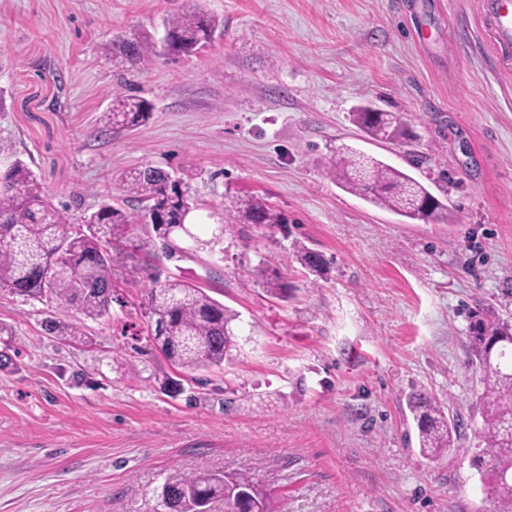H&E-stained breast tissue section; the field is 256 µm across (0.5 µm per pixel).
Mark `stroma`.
<instances>
[{
  "label": "stroma",
  "mask_w": 512,
  "mask_h": 512,
  "mask_svg": "<svg viewBox=\"0 0 512 512\" xmlns=\"http://www.w3.org/2000/svg\"><path fill=\"white\" fill-rule=\"evenodd\" d=\"M481 2L0 0V171L24 160L76 223L105 200L139 216L122 171L193 169L195 214L224 236L161 267L238 315L229 360L186 372L155 348L131 269L84 344L43 328L75 311L0 292L17 348L0 370V512H162L176 468L250 473L277 512H489L467 329L479 307L512 321V67ZM199 9L218 26L195 54L120 53ZM120 90L153 115L101 134ZM367 103L415 140H372L352 117ZM344 146L415 178L447 223L343 188L329 167ZM246 193L285 223H225L227 197ZM260 264L285 295L251 275ZM414 391L458 426L434 460Z\"/></svg>",
  "instance_id": "obj_1"
}]
</instances>
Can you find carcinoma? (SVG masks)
Returning a JSON list of instances; mask_svg holds the SVG:
<instances>
[{
    "mask_svg": "<svg viewBox=\"0 0 512 512\" xmlns=\"http://www.w3.org/2000/svg\"><path fill=\"white\" fill-rule=\"evenodd\" d=\"M169 54H188L212 40L213 20L189 13L168 20ZM119 49L134 61L145 62L157 55L151 43H121ZM152 106L134 95L115 92L111 107L101 113L100 133L130 128L147 122ZM354 121L371 137L397 141L410 138L407 124L391 112H367L360 108ZM331 172L348 190L370 203L400 216L443 224L448 208L421 183L379 159L344 147L331 160ZM168 173L145 165L119 177L122 191L142 205L141 218L151 226L139 249L154 256L155 240H170L179 233L197 239L189 221L195 204L187 194L195 172L183 170L172 185ZM0 187V289L25 299H53L74 308L82 318L98 320L110 315L114 295V272L134 259L127 244L132 238L134 217L103 202L84 216L86 231L68 222L66 209L55 205L41 187L34 171L21 159L8 166ZM224 219L236 224L271 226L285 223L284 215L254 195H233L225 206ZM296 259L314 271L325 265L322 255L300 250ZM149 282L144 294L146 310L154 328L149 334L161 351L183 370L218 366L236 348L233 322L237 315L207 296L197 285L181 279L161 277L159 268L132 266ZM47 331L64 341H80L81 321H45ZM468 341L472 361L480 373L484 427L478 435L479 451L473 465L486 476V494L492 512H512V324L489 311L476 309L469 315ZM410 410L419 433L420 451L439 456L454 447L457 426L448 424L441 407L431 397L412 393ZM245 495L257 512H270L269 497L245 473L202 474L175 469L162 490L169 512H196L212 501H224V512H236Z\"/></svg>",
    "mask_w": 512,
    "mask_h": 512,
    "instance_id": "carcinoma-1",
    "label": "carcinoma"
}]
</instances>
